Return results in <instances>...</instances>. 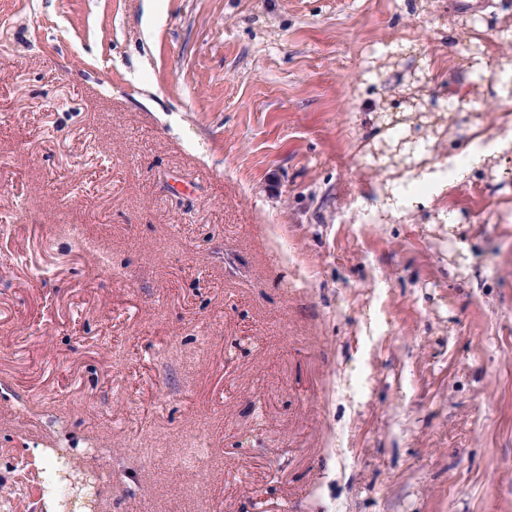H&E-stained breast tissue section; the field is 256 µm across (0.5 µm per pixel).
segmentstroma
<instances>
[{"mask_svg":"<svg viewBox=\"0 0 512 512\" xmlns=\"http://www.w3.org/2000/svg\"><path fill=\"white\" fill-rule=\"evenodd\" d=\"M509 17L0 0V512L52 448L99 512H512V152L405 213L369 158L376 60L492 123Z\"/></svg>","mask_w":512,"mask_h":512,"instance_id":"1","label":"stroma"}]
</instances>
